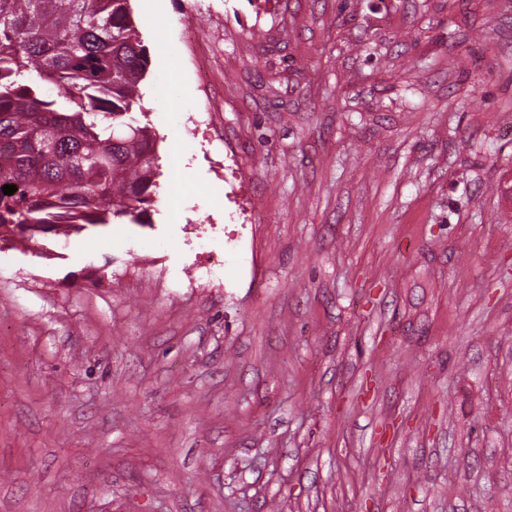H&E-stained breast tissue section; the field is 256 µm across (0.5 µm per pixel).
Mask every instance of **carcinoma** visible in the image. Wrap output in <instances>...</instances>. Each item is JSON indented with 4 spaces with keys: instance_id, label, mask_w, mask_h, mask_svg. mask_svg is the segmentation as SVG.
<instances>
[{
    "instance_id": "cac0c4a2",
    "label": "carcinoma",
    "mask_w": 512,
    "mask_h": 512,
    "mask_svg": "<svg viewBox=\"0 0 512 512\" xmlns=\"http://www.w3.org/2000/svg\"><path fill=\"white\" fill-rule=\"evenodd\" d=\"M130 0H0V227L148 224V57ZM14 185L8 196L1 191Z\"/></svg>"
}]
</instances>
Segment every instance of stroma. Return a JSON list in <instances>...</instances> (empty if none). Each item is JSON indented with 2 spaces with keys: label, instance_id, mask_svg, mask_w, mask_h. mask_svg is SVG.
I'll return each instance as SVG.
<instances>
[{
  "label": "stroma",
  "instance_id": "35a3bbf8",
  "mask_svg": "<svg viewBox=\"0 0 512 512\" xmlns=\"http://www.w3.org/2000/svg\"><path fill=\"white\" fill-rule=\"evenodd\" d=\"M130 5L151 221L0 252V512H512V0Z\"/></svg>",
  "mask_w": 512,
  "mask_h": 512
}]
</instances>
